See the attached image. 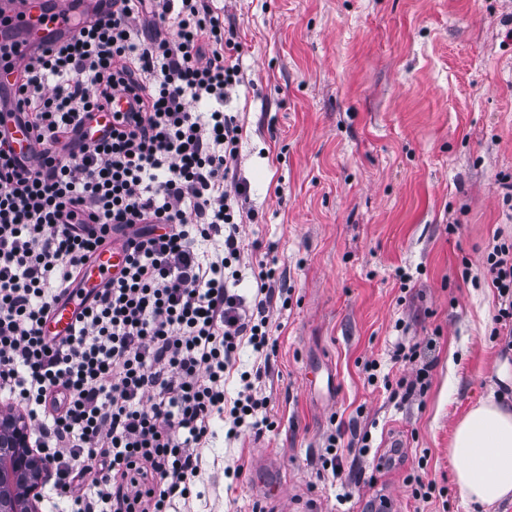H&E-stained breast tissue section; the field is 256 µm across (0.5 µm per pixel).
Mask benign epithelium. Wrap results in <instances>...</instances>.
<instances>
[{"mask_svg":"<svg viewBox=\"0 0 512 512\" xmlns=\"http://www.w3.org/2000/svg\"><path fill=\"white\" fill-rule=\"evenodd\" d=\"M47 473L30 448L24 417L0 408V512H38V488Z\"/></svg>","mask_w":512,"mask_h":512,"instance_id":"1","label":"benign epithelium"}]
</instances>
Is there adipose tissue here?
Segmentation results:
<instances>
[{
  "instance_id": "adipose-tissue-1",
  "label": "adipose tissue",
  "mask_w": 512,
  "mask_h": 512,
  "mask_svg": "<svg viewBox=\"0 0 512 512\" xmlns=\"http://www.w3.org/2000/svg\"><path fill=\"white\" fill-rule=\"evenodd\" d=\"M449 453L465 503L489 508L512 497V407L491 395L479 400L457 423Z\"/></svg>"
}]
</instances>
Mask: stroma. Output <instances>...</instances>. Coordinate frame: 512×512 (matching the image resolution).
I'll return each mask as SVG.
<instances>
[{
    "label": "stroma",
    "instance_id": "obj_1",
    "mask_svg": "<svg viewBox=\"0 0 512 512\" xmlns=\"http://www.w3.org/2000/svg\"><path fill=\"white\" fill-rule=\"evenodd\" d=\"M237 34L242 231L291 290L259 382L273 428L227 439L221 419L176 512H474L449 442L489 393L512 401V347L486 256L512 240V0H213ZM430 343L423 394L368 383L395 341ZM342 471L322 472L330 434ZM370 433L368 453L351 448ZM426 466H419V459ZM240 462L238 479L224 467ZM280 499L265 498L267 471ZM446 489L415 499L406 478Z\"/></svg>",
    "mask_w": 512,
    "mask_h": 512
}]
</instances>
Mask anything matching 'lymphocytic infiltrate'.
Returning <instances> with one entry per match:
<instances>
[{
    "instance_id": "obj_1",
    "label": "lymphocytic infiltrate",
    "mask_w": 512,
    "mask_h": 512,
    "mask_svg": "<svg viewBox=\"0 0 512 512\" xmlns=\"http://www.w3.org/2000/svg\"><path fill=\"white\" fill-rule=\"evenodd\" d=\"M224 17L209 0H112L67 42L24 57L0 115L35 134L20 160L0 132V403L22 409L52 489L69 512H170L189 498L214 416L272 427L250 373L224 382L241 344L270 361L289 294L275 261L241 234L236 179L242 128L221 110L240 81ZM133 96L109 137L89 128L103 100ZM120 243L127 263L77 318L44 335L88 259ZM256 258L253 301L234 293L236 263ZM495 321L512 331V243L486 257ZM420 344L395 343L390 399L428 384Z\"/></svg>"
}]
</instances>
